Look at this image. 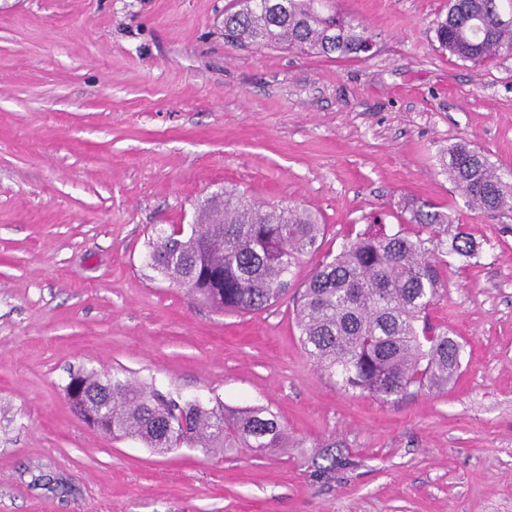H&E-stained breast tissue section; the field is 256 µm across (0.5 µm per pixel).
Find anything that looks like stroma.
<instances>
[{
  "label": "stroma",
  "mask_w": 512,
  "mask_h": 512,
  "mask_svg": "<svg viewBox=\"0 0 512 512\" xmlns=\"http://www.w3.org/2000/svg\"><path fill=\"white\" fill-rule=\"evenodd\" d=\"M230 0H0V512H512V209L470 211L441 171L465 141L512 182V51L438 47L447 0H339L366 58L240 49ZM300 204L325 235L397 231L404 198L462 224L430 322L462 345L448 389L345 393L292 305L214 310L147 266L156 228L220 188ZM266 407L272 453L160 454L88 428L72 373Z\"/></svg>",
  "instance_id": "1"
}]
</instances>
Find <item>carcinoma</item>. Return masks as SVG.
<instances>
[{"label": "carcinoma", "mask_w": 512, "mask_h": 512, "mask_svg": "<svg viewBox=\"0 0 512 512\" xmlns=\"http://www.w3.org/2000/svg\"><path fill=\"white\" fill-rule=\"evenodd\" d=\"M512 0H448L434 25L439 48L462 62H488L512 50ZM372 34L336 0H236L224 10V40L246 49L287 48L325 58H358ZM442 173L471 209L512 208V183L480 151L448 148ZM409 232L365 231L326 255L298 292L299 343L318 369L339 378L347 393L386 402L413 388L448 385L462 345L448 332L419 326L452 266L478 255L439 207L412 203ZM324 226L297 204H259L233 191L197 205L191 224L157 232L148 265L178 287L224 312L260 311L288 296V273L315 252ZM66 400L87 425L114 438L132 437L159 453L199 448L208 455L232 448L272 452L288 447V430L263 407L228 410L224 403H183L155 389L90 370L70 378Z\"/></svg>", "instance_id": "cac0c4a2"}]
</instances>
